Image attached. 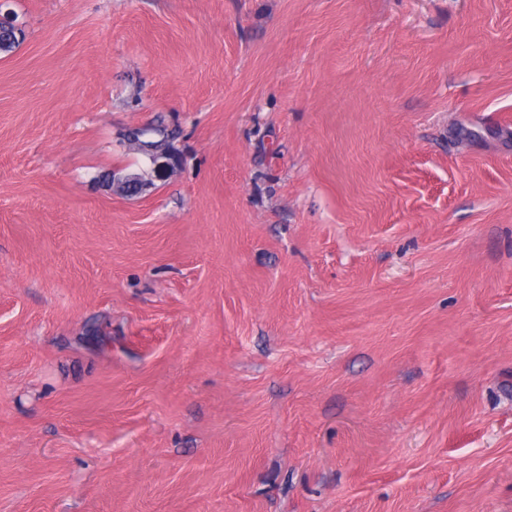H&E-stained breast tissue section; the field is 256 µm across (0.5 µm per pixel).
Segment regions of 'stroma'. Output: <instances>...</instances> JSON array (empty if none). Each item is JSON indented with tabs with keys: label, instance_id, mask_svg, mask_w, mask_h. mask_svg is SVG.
Masks as SVG:
<instances>
[{
	"label": "stroma",
	"instance_id": "1",
	"mask_svg": "<svg viewBox=\"0 0 512 512\" xmlns=\"http://www.w3.org/2000/svg\"><path fill=\"white\" fill-rule=\"evenodd\" d=\"M9 6L0 512H512V0ZM142 147L151 164L152 178L143 179L137 174L121 175L119 170H113L106 178L108 188L116 194L132 197L143 195L148 189L154 188V181H164L174 175L180 166L179 158L171 153L159 152L150 143L153 139L143 137Z\"/></svg>",
	"mask_w": 512,
	"mask_h": 512
}]
</instances>
